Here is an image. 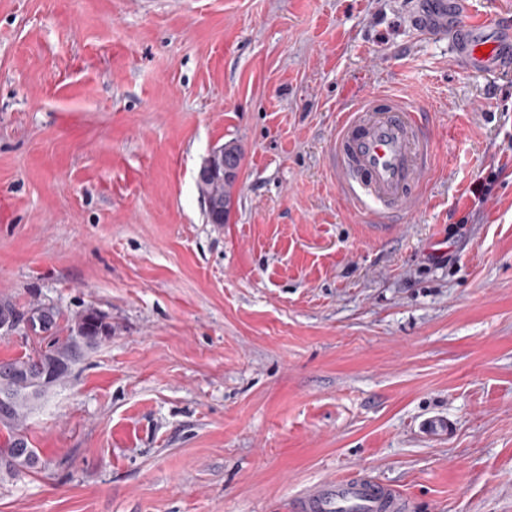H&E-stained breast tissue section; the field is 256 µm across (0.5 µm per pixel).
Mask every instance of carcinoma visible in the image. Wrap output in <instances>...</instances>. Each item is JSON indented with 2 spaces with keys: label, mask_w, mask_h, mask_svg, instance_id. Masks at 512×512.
<instances>
[{
  "label": "carcinoma",
  "mask_w": 512,
  "mask_h": 512,
  "mask_svg": "<svg viewBox=\"0 0 512 512\" xmlns=\"http://www.w3.org/2000/svg\"><path fill=\"white\" fill-rule=\"evenodd\" d=\"M238 175L233 173L224 178L214 179L204 185V191L224 206L222 221H227L234 201ZM90 337V348L99 346L103 338L110 335L112 327L94 313L76 317L68 336H57L51 343L58 355L67 359L69 367L58 372H49L40 352L0 361V370L10 368L18 373L10 382V393L0 400V429L8 434L5 447L0 448V480L15 478L41 465L39 450H34L36 463L19 455V451L31 446L25 432V421L43 399L66 379L70 368L81 363L88 350L75 347L71 335L77 331Z\"/></svg>",
  "instance_id": "carcinoma-1"
}]
</instances>
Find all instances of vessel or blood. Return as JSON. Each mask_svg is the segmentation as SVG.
<instances>
[{
	"instance_id": "vessel-or-blood-1",
	"label": "vessel or blood",
	"mask_w": 512,
	"mask_h": 512,
	"mask_svg": "<svg viewBox=\"0 0 512 512\" xmlns=\"http://www.w3.org/2000/svg\"><path fill=\"white\" fill-rule=\"evenodd\" d=\"M455 46L472 72L490 75L512 67V20H459ZM435 157L424 113L409 107L403 97L379 93L342 107L328 165L336 173L340 194L382 219L417 209L419 186ZM347 505L359 512L406 510L399 491L362 473L312 485L297 500L299 512H338Z\"/></svg>"
}]
</instances>
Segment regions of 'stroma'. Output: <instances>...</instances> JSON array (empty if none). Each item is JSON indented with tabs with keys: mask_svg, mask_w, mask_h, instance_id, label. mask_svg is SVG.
Masks as SVG:
<instances>
[{
	"mask_svg": "<svg viewBox=\"0 0 512 512\" xmlns=\"http://www.w3.org/2000/svg\"><path fill=\"white\" fill-rule=\"evenodd\" d=\"M431 3L0 0V360L112 327L28 416L43 464L0 512H295L352 468L409 512H512V71H464ZM382 90L437 144L392 224L325 167ZM229 141L211 224L195 176ZM224 158L227 164L234 170H240L242 161V151L240 147L235 143H227L225 150L224 145L212 149L209 155L205 158L201 164L197 175L196 182L202 186L209 179L221 175L224 179H214L208 181L204 185V191L213 199L219 201L224 206V216L221 221L211 222V224H224L231 211V207L234 201L235 190L238 183V175L233 173L228 176H224ZM204 192H200V199L204 205L205 213L217 214L220 210V205L211 199Z\"/></svg>",
	"mask_w": 512,
	"mask_h": 512,
	"instance_id": "1",
	"label": "stroma"
}]
</instances>
